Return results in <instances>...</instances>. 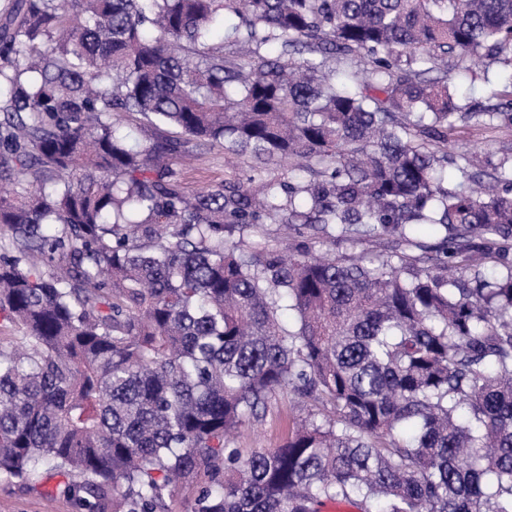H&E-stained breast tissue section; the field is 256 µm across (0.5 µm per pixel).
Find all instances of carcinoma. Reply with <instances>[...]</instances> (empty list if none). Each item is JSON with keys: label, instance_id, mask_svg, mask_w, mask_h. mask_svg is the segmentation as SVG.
<instances>
[{"label": "carcinoma", "instance_id": "1", "mask_svg": "<svg viewBox=\"0 0 512 512\" xmlns=\"http://www.w3.org/2000/svg\"><path fill=\"white\" fill-rule=\"evenodd\" d=\"M481 50L511 102L512 0H8L0 476L89 512L201 476L194 512H512V172L448 184L482 180L449 133L512 123L448 84ZM191 144L250 174L186 196ZM266 224L392 253L284 256ZM278 393L325 423L229 447Z\"/></svg>", "mask_w": 512, "mask_h": 512}]
</instances>
